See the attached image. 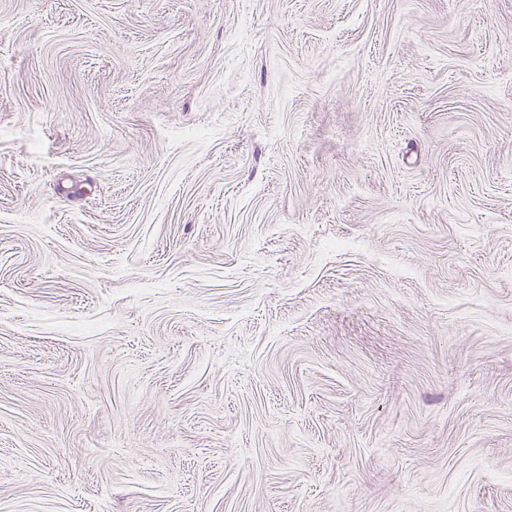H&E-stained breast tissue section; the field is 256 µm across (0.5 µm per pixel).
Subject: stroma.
<instances>
[{"label": "stroma", "instance_id": "1", "mask_svg": "<svg viewBox=\"0 0 512 512\" xmlns=\"http://www.w3.org/2000/svg\"><path fill=\"white\" fill-rule=\"evenodd\" d=\"M0 512H512V0H0Z\"/></svg>", "mask_w": 512, "mask_h": 512}]
</instances>
